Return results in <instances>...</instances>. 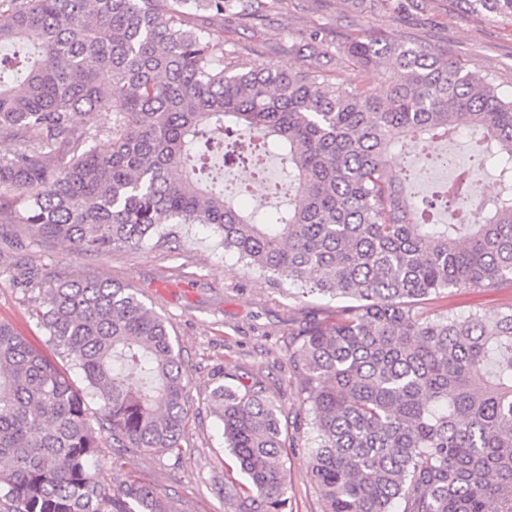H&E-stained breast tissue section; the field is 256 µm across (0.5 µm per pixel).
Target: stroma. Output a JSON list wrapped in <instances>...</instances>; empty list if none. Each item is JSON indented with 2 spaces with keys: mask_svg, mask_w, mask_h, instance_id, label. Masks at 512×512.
Returning a JSON list of instances; mask_svg holds the SVG:
<instances>
[{
  "mask_svg": "<svg viewBox=\"0 0 512 512\" xmlns=\"http://www.w3.org/2000/svg\"><path fill=\"white\" fill-rule=\"evenodd\" d=\"M267 3L260 20L228 15L217 21L214 28L225 45L249 48L288 69L299 64L294 45L316 32L327 49L332 79L342 82L353 71L341 47L371 29L397 42L432 48L471 74L512 91V23L485 10L466 12L453 0H406L397 11L355 9L346 0ZM84 275L136 289L165 320L190 379L180 457L116 448L104 440L105 483L138 478L165 495L173 512H237L235 501L224 497V483L239 472L211 393L243 376L259 382L283 411L282 427L290 443L285 477L291 512H322L309 458L300 447L302 397L288 347L291 332L303 320L334 321L341 300L301 297L289 283L247 269L200 224L179 225L170 240L76 255L65 244L36 242L21 236L18 225L0 223V322L51 360L60 355L32 312L34 302L46 282ZM439 305L462 316L510 306L512 284L491 290L454 288Z\"/></svg>",
  "mask_w": 512,
  "mask_h": 512,
  "instance_id": "stroma-1",
  "label": "stroma"
}]
</instances>
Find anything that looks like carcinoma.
Listing matches in <instances>:
<instances>
[{"mask_svg":"<svg viewBox=\"0 0 512 512\" xmlns=\"http://www.w3.org/2000/svg\"><path fill=\"white\" fill-rule=\"evenodd\" d=\"M512 21V0H453ZM263 0H0V223L76 254H102L203 224L247 267L346 302L292 333L303 450L322 512H512V305L460 317L423 305L450 288L512 283V94L426 47L366 29L345 46L381 97L325 74L317 39L283 70L227 49L224 14ZM110 82L103 87L102 74ZM112 113L111 151L95 146ZM82 115L85 122L77 124ZM470 131L469 168L418 203L388 166ZM274 154L288 180L265 223L234 204L224 169ZM499 164L476 202L472 171ZM36 316L84 389L0 322V512H171L130 479L96 477L101 433L118 448L180 453L189 379L166 322L133 288L85 276L43 289ZM100 404L97 425L85 398ZM212 402L243 481L237 512H288L282 410L257 383Z\"/></svg>","mask_w":512,"mask_h":512,"instance_id":"carcinoma-1","label":"carcinoma"}]
</instances>
